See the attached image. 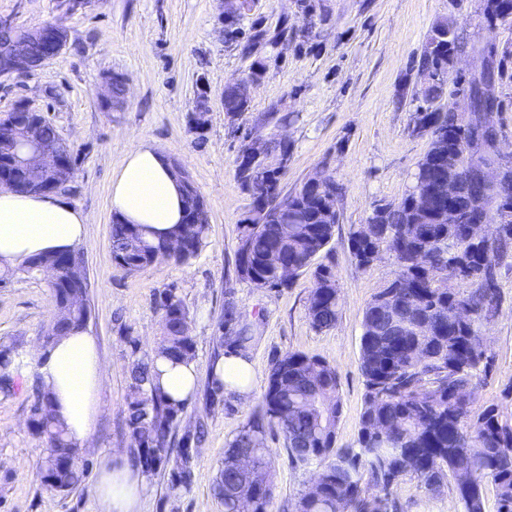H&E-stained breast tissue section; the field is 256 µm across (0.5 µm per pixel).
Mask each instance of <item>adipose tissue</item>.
Listing matches in <instances>:
<instances>
[{"mask_svg": "<svg viewBox=\"0 0 512 512\" xmlns=\"http://www.w3.org/2000/svg\"><path fill=\"white\" fill-rule=\"evenodd\" d=\"M110 210L127 224H144L170 236L184 216L178 177L166 156L140 141L112 176ZM88 217L55 195L22 194L0 188V267L76 248L86 238ZM49 392L56 413L79 448L91 446L101 385L102 362L93 336L78 331L57 340L49 352L27 355ZM160 385L173 400L190 401L197 385L194 363L156 362ZM224 394L247 402L255 370L249 356L228 352L215 367ZM95 496L100 512H146L145 479L122 455L102 461Z\"/></svg>", "mask_w": 512, "mask_h": 512, "instance_id": "adipose-tissue-1", "label": "adipose tissue"}]
</instances>
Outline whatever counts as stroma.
<instances>
[{
  "mask_svg": "<svg viewBox=\"0 0 512 512\" xmlns=\"http://www.w3.org/2000/svg\"><path fill=\"white\" fill-rule=\"evenodd\" d=\"M485 0H254L238 26L244 37L265 33L252 48L228 41L224 0H95L67 14L57 0H0V16L35 29L56 22L69 32L63 52L38 70L0 83V118L17 105L42 113L70 146L75 174L63 196L89 218L79 246L87 272L86 330L96 340L103 368L91 469L103 457L129 455L126 395L130 381L128 337L153 350L162 333L155 299L174 289L191 319L199 383L207 372L233 297L242 319L256 323L250 350L256 387L248 403L225 400L208 407L195 392L180 429L204 425L193 477L172 490L166 470L146 474L149 512H224L213 485L227 444L257 412L270 361L288 352L315 355L336 370L342 410L336 445H358L365 386L359 368L362 320L373 296L394 278L390 253L368 270L352 260L351 233L367 223L375 205L400 201L409 190L430 140L413 134L421 93V48L433 26L452 23L465 42L448 70L446 104L469 109L467 93L484 66L494 71L491 92L498 109L499 151L512 159V18L488 24ZM262 62L263 78L250 87V107L228 119V83L247 77ZM126 79V94L103 105L108 74ZM208 97L203 128L191 116L199 94ZM286 136L291 160L280 182L290 194L316 172L334 176L340 193L334 237L317 258L336 276L338 316L333 327L313 329L307 314L313 270L292 287L258 288L235 273L239 226L251 198L235 175L246 134ZM142 140L177 160L204 199L209 236L199 255L183 265L163 264L129 273L115 264L110 246L113 214L108 192L113 172ZM500 304L481 328L493 366L477 374L474 410L494 405L512 412V261L500 268ZM54 315L47 278L21 274L0 287V346L25 352ZM30 375L17 376L11 394L0 393V512H98L93 479L69 494L42 485L43 439L29 427ZM273 456L270 512H294L317 468L293 464L281 433L270 431ZM403 512H462L454 481L441 494L426 492L411 477L393 489Z\"/></svg>",
  "mask_w": 512,
  "mask_h": 512,
  "instance_id": "35a3bbf8",
  "label": "stroma"
}]
</instances>
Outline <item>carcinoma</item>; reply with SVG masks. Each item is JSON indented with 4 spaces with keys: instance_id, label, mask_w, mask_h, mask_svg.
I'll return each instance as SVG.
<instances>
[{
    "instance_id": "1",
    "label": "carcinoma",
    "mask_w": 512,
    "mask_h": 512,
    "mask_svg": "<svg viewBox=\"0 0 512 512\" xmlns=\"http://www.w3.org/2000/svg\"><path fill=\"white\" fill-rule=\"evenodd\" d=\"M463 48L461 38L448 21L437 23L422 47L420 67L427 72L448 73ZM249 86L242 83L224 90V112L240 115L249 108ZM413 132L437 136L448 143L468 132L459 115L439 106L416 116ZM244 169L240 184L262 206L258 224L241 225L236 253L238 277L257 288H279L278 275L288 263L298 272L332 241L337 223L338 186L327 176L320 188L303 185L293 194L281 195L282 173L256 163ZM437 162L433 149L419 161L414 183L398 202L373 209V240L360 231L351 234L349 250L356 265L366 270L369 246L393 254L397 266L389 282L393 307L405 314L400 323L390 321L388 308L373 299L362 321L360 371L365 381L364 407L358 447L338 448L336 423L341 413L336 371L315 356L288 352L271 360L268 385L261 408L228 443L224 462L213 487L224 503V512H237L242 498L253 500V512H268L272 497V450L265 444L266 426L275 425L283 436L293 463H316L319 474L298 498L295 512H399L392 490L405 476L437 495L445 479L453 475L466 485L457 487L462 512H488L486 490L492 489L495 512H512V414L497 407L476 412L475 373L488 371L491 358L481 343V318L495 313L500 285L490 284L491 270L500 269L512 257V225L484 248L463 249L467 262V288L451 291L437 281L448 278V248L463 241L465 225L436 224L422 200L438 193ZM207 224H179L173 236L184 248L170 249V240L154 237L141 224H126L113 217L110 242L112 256L124 269L161 264H186L203 249ZM54 271L55 313L45 328L42 348L59 337L85 329L84 308L70 302L83 279L79 250L39 255L27 263L4 270L6 283L32 267ZM466 308L464 323L448 321V311ZM155 307L162 314L163 336L150 352L139 348L134 336L131 347L130 384L126 426L134 462L146 471L169 470L171 489L191 483L194 456L187 449L200 444L201 427L176 437L186 405L173 401L155 383V362L194 360L196 343L191 319L169 288L159 294ZM308 317L318 331L333 327L338 315V293L332 271L316 269V283L308 300ZM230 298L224 303V324L232 326L228 338L248 349L254 340L252 325L237 321ZM14 347L0 349V390L14 389L10 371ZM30 428L45 441L41 465L43 485L67 494L87 477L85 452L69 440L64 423L56 416L52 400L38 376L30 386Z\"/></svg>"
}]
</instances>
